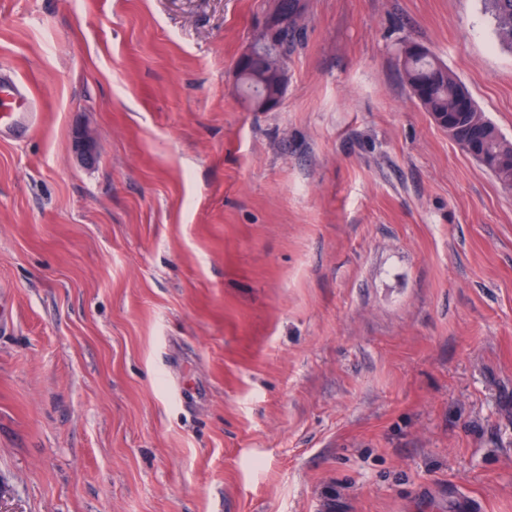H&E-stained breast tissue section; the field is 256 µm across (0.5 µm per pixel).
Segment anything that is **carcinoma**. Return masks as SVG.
<instances>
[{
	"label": "carcinoma",
	"mask_w": 512,
	"mask_h": 512,
	"mask_svg": "<svg viewBox=\"0 0 512 512\" xmlns=\"http://www.w3.org/2000/svg\"><path fill=\"white\" fill-rule=\"evenodd\" d=\"M490 10L495 20L496 33L499 41L512 48V0H488ZM297 0H283L284 21L271 35L273 49L282 59L288 58L292 38L297 32L300 12L296 10ZM439 61L430 55L408 54L403 60V70L408 85H418L424 88L422 107L429 113L454 112L459 94L461 80L450 70L442 71ZM495 139L487 144L490 155L488 165L484 169L505 187L512 188V159L498 165L495 156L503 150L502 141L506 140L495 125H490Z\"/></svg>",
	"instance_id": "obj_1"
}]
</instances>
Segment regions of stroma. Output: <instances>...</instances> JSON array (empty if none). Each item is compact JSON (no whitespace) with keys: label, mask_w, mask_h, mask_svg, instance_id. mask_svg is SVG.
<instances>
[{"label":"stroma","mask_w":512,"mask_h":512,"mask_svg":"<svg viewBox=\"0 0 512 512\" xmlns=\"http://www.w3.org/2000/svg\"><path fill=\"white\" fill-rule=\"evenodd\" d=\"M0 0V512H512V189L411 94L427 47L512 139L486 0ZM91 131L90 147L78 139ZM283 10L286 15L284 21L279 25L271 35L270 39L273 49L277 51L285 61L288 58V52L292 38L297 32L300 12L296 10V0H283ZM236 72L239 79L253 80L249 83H240L239 81L240 85L236 82L237 95L241 99L262 95L265 88L254 80L260 79V77H272L275 83L273 95L268 96L265 93L261 98L249 102L258 112H267L278 107L288 83L287 71L282 60L271 56L263 46L255 47L254 45L239 58ZM39 105L26 83L0 79V137L25 138L39 122Z\"/></svg>","instance_id":"1"}]
</instances>
